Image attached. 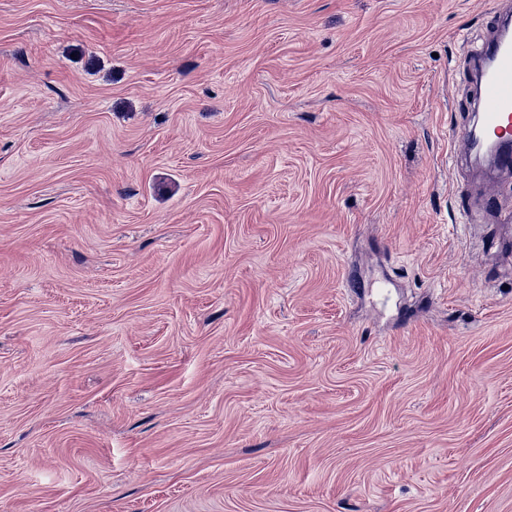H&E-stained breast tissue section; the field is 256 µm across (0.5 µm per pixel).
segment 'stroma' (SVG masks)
I'll list each match as a JSON object with an SVG mask.
<instances>
[{
  "label": "stroma",
  "instance_id": "1",
  "mask_svg": "<svg viewBox=\"0 0 512 512\" xmlns=\"http://www.w3.org/2000/svg\"><path fill=\"white\" fill-rule=\"evenodd\" d=\"M503 3L0 0V512H512ZM511 26V10L495 12V30L488 43L476 49L469 59V69L477 74L473 94L474 124L461 134L467 156L478 150L472 131L477 128L487 138L501 145L494 169L512 172V39L503 34Z\"/></svg>",
  "mask_w": 512,
  "mask_h": 512
}]
</instances>
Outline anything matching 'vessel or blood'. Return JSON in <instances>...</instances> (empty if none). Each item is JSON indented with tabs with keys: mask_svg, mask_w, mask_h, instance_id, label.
Instances as JSON below:
<instances>
[{
	"mask_svg": "<svg viewBox=\"0 0 512 512\" xmlns=\"http://www.w3.org/2000/svg\"><path fill=\"white\" fill-rule=\"evenodd\" d=\"M510 24L512 12H496L491 39L469 59V69L477 75L474 126L499 144L494 168L500 173L512 172V39H506L503 33Z\"/></svg>",
	"mask_w": 512,
	"mask_h": 512,
	"instance_id": "obj_1",
	"label": "vessel or blood"
}]
</instances>
